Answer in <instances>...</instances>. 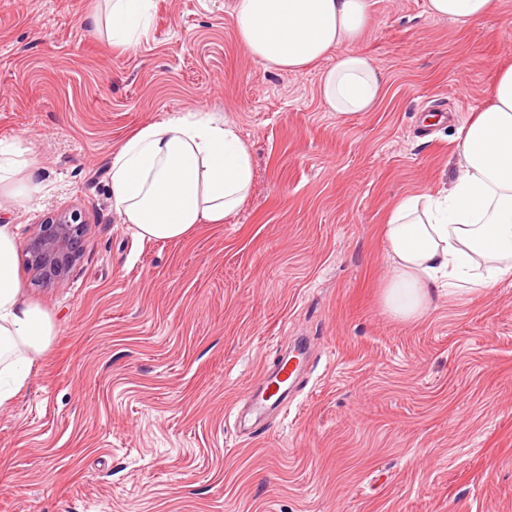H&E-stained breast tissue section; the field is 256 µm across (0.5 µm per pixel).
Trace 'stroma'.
Listing matches in <instances>:
<instances>
[{
    "label": "stroma",
    "mask_w": 512,
    "mask_h": 512,
    "mask_svg": "<svg viewBox=\"0 0 512 512\" xmlns=\"http://www.w3.org/2000/svg\"><path fill=\"white\" fill-rule=\"evenodd\" d=\"M98 0H0V143L30 149L41 193L0 196L17 245L78 210L70 274L26 296L56 323L0 408V512H512V281L381 304L383 225L448 189L457 124L512 65V0L460 25L427 0H371L357 44L386 77L374 111L318 97L321 64L277 73L239 43L233 0H155L147 38L113 47ZM207 107L250 145L252 192L186 239L134 236L108 168L138 127ZM310 362L284 409L239 412L295 340Z\"/></svg>",
    "instance_id": "obj_1"
}]
</instances>
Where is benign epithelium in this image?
<instances>
[{
    "mask_svg": "<svg viewBox=\"0 0 512 512\" xmlns=\"http://www.w3.org/2000/svg\"><path fill=\"white\" fill-rule=\"evenodd\" d=\"M85 224L75 212H60L39 225L26 241L30 271L37 282L51 285L65 279L82 253Z\"/></svg>",
    "mask_w": 512,
    "mask_h": 512,
    "instance_id": "obj_1",
    "label": "benign epithelium"
}]
</instances>
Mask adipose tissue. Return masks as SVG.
Listing matches in <instances>:
<instances>
[{"mask_svg": "<svg viewBox=\"0 0 512 512\" xmlns=\"http://www.w3.org/2000/svg\"><path fill=\"white\" fill-rule=\"evenodd\" d=\"M86 22L130 49L149 34L154 0H104ZM494 0H427L430 17L485 21ZM234 28L250 56L268 69L299 73L332 58L318 84L330 112L373 111L385 79L356 44L369 23L370 0H234ZM488 104L458 130L459 175L442 194L403 197L384 226L389 276L382 301L396 319L414 321L435 295L474 291L512 279V66L498 72ZM25 150L0 148V191L25 199L39 190ZM250 146L236 124L206 108L146 124L112 155L114 209L139 238L181 240L200 224H220L249 197ZM55 322L26 302L10 225H0V407L21 388L48 348Z\"/></svg>", "mask_w": 512, "mask_h": 512, "instance_id": "1", "label": "adipose tissue"}]
</instances>
